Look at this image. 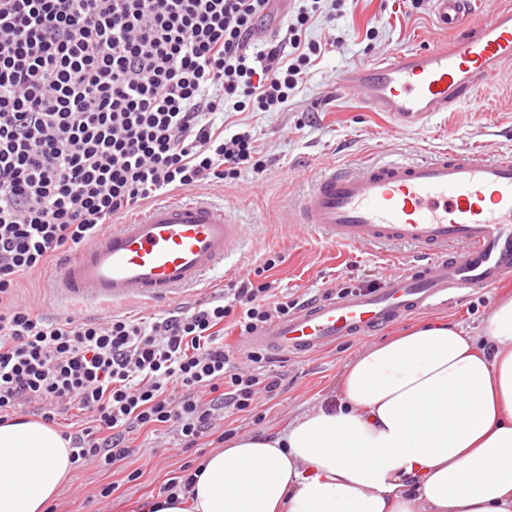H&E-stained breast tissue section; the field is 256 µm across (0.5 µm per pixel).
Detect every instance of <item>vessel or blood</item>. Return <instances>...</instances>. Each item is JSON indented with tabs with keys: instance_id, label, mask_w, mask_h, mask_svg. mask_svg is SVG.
Wrapping results in <instances>:
<instances>
[{
	"instance_id": "1",
	"label": "vessel or blood",
	"mask_w": 512,
	"mask_h": 512,
	"mask_svg": "<svg viewBox=\"0 0 512 512\" xmlns=\"http://www.w3.org/2000/svg\"><path fill=\"white\" fill-rule=\"evenodd\" d=\"M432 2L450 36L447 45L398 50L333 80L337 90L362 92L370 111L387 113L395 134L476 100L512 63V8L488 11L481 0ZM288 221L336 245H405L420 258L382 277L377 288L307 304L247 340L299 357L343 339L369 338L511 275L512 159L451 146L416 160L330 166L313 177ZM243 238L242 225L208 200L157 203L65 262L55 294L164 303L199 286Z\"/></svg>"
}]
</instances>
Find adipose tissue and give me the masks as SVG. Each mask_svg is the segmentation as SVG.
<instances>
[{
  "label": "adipose tissue",
  "instance_id": "1",
  "mask_svg": "<svg viewBox=\"0 0 512 512\" xmlns=\"http://www.w3.org/2000/svg\"><path fill=\"white\" fill-rule=\"evenodd\" d=\"M38 421L0 423V512H44L72 469ZM159 512H512V296L483 333L428 324L346 366L338 400L200 461Z\"/></svg>",
  "mask_w": 512,
  "mask_h": 512
}]
</instances>
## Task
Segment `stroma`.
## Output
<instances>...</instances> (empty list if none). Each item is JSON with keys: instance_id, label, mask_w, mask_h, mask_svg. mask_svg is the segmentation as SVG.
Listing matches in <instances>:
<instances>
[{"instance_id": "1", "label": "stroma", "mask_w": 512, "mask_h": 512, "mask_svg": "<svg viewBox=\"0 0 512 512\" xmlns=\"http://www.w3.org/2000/svg\"><path fill=\"white\" fill-rule=\"evenodd\" d=\"M334 35L341 36L340 44L331 43ZM307 37L326 43L327 48L293 96L279 110L244 115L267 162L266 170L260 174L243 170L238 179L202 192L244 224L241 245L204 284L179 293L173 301H131L114 305L110 308L114 313L138 318L195 306L209 297L212 285L233 287L271 252L280 253L283 260L270 277L288 294L311 296L336 286L376 287L387 270L411 264L414 251L399 246L384 253L333 245L306 228L288 224L291 204L316 173L332 165L376 158L427 157L451 144L477 147L492 157L512 156V65L500 71L478 101L463 103L427 127L399 135L389 132L385 113L369 111L362 94L332 88L338 70L370 63L395 49L447 44L448 34L438 26L431 0H422L417 7L410 0H351L346 12L334 20L317 19ZM56 276L51 270L27 284L20 292L21 302L54 317L72 313L96 318L108 309L98 302H57L51 293ZM510 294L512 276L490 290L411 315L368 339H345L310 356L286 358L284 390L263 401L257 416L235 414L226 418L224 426L238 437L275 433L289 419L332 397L346 365L369 347L426 323H456L471 335H482L489 313ZM134 444L135 453L119 463L103 467L92 462L72 469L54 497L58 512H137L147 496L158 495L173 471L187 463L198 464L207 453L203 447L182 450L172 432H140ZM107 487L112 495L101 497Z\"/></svg>"}]
</instances>
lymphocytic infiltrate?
Here are the masks:
<instances>
[{"label": "lymphocytic infiltrate", "instance_id": "obj_1", "mask_svg": "<svg viewBox=\"0 0 512 512\" xmlns=\"http://www.w3.org/2000/svg\"><path fill=\"white\" fill-rule=\"evenodd\" d=\"M297 2L266 42L271 0H0V421L78 406L73 466L124 460L146 428L199 447L282 389L265 350L242 365L224 342L225 323L248 337L300 308L263 278L279 256L230 295L146 318L50 319L17 291L146 201L264 172L251 131L214 116L286 103L324 53L306 37L324 0Z\"/></svg>", "mask_w": 512, "mask_h": 512}]
</instances>
